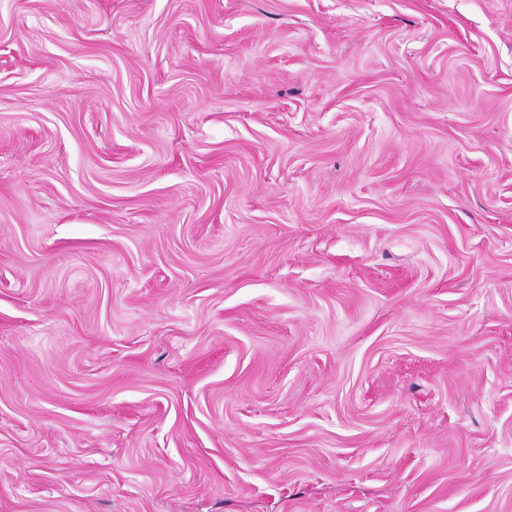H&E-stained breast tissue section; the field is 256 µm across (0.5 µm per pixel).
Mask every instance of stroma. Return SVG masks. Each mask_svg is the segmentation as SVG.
<instances>
[{
  "label": "stroma",
  "instance_id": "35a3bbf8",
  "mask_svg": "<svg viewBox=\"0 0 512 512\" xmlns=\"http://www.w3.org/2000/svg\"><path fill=\"white\" fill-rule=\"evenodd\" d=\"M0 512H512V0H0Z\"/></svg>",
  "mask_w": 512,
  "mask_h": 512
}]
</instances>
